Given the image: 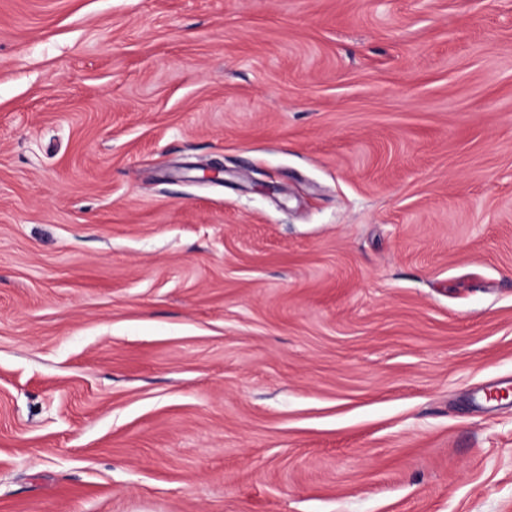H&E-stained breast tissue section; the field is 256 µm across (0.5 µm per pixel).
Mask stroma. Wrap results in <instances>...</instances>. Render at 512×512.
Instances as JSON below:
<instances>
[{"label": "stroma", "mask_w": 512, "mask_h": 512, "mask_svg": "<svg viewBox=\"0 0 512 512\" xmlns=\"http://www.w3.org/2000/svg\"><path fill=\"white\" fill-rule=\"evenodd\" d=\"M0 512H512V0H0Z\"/></svg>", "instance_id": "stroma-1"}]
</instances>
